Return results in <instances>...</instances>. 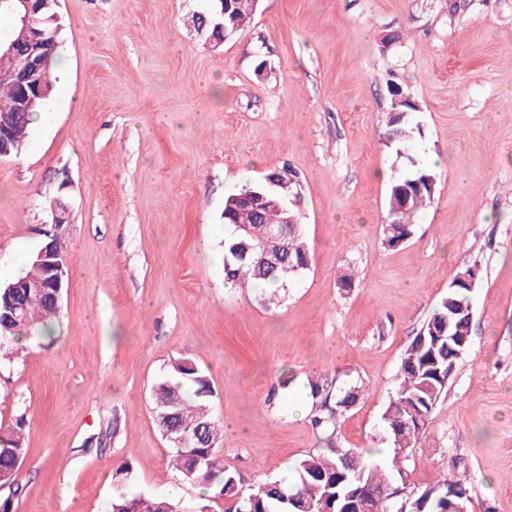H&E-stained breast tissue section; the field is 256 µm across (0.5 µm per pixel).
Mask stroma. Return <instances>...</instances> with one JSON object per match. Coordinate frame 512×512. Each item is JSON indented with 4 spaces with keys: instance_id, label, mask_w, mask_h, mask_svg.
Masks as SVG:
<instances>
[{
    "instance_id": "35a3bbf8",
    "label": "stroma",
    "mask_w": 512,
    "mask_h": 512,
    "mask_svg": "<svg viewBox=\"0 0 512 512\" xmlns=\"http://www.w3.org/2000/svg\"><path fill=\"white\" fill-rule=\"evenodd\" d=\"M202 7L59 0L53 120L0 159V286L44 246L50 201L70 209L54 336L0 357V423L29 420L11 512H101L121 460L133 492L197 501L150 401L182 357L212 383L245 489L319 450L295 411L316 371L366 383L336 440L372 447L404 345L473 264L471 345L406 480L436 483L455 457L474 478L468 512H512V0H260L217 46L186 23ZM391 82L421 128L404 157L382 136ZM433 154L448 163L432 202L385 246L377 171ZM285 166L311 263L267 304L224 281V199Z\"/></svg>"
}]
</instances>
